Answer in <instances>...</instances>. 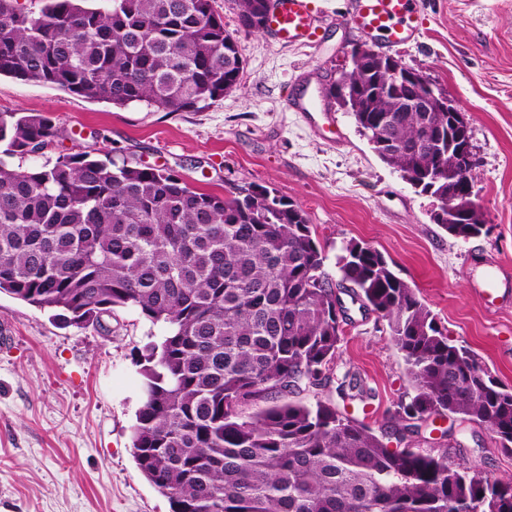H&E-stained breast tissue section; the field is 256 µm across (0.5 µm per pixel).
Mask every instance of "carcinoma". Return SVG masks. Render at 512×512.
<instances>
[{
  "label": "carcinoma",
  "mask_w": 512,
  "mask_h": 512,
  "mask_svg": "<svg viewBox=\"0 0 512 512\" xmlns=\"http://www.w3.org/2000/svg\"><path fill=\"white\" fill-rule=\"evenodd\" d=\"M0 0V76L34 80L116 106L147 102L198 111L239 83L242 59L214 0ZM258 31L270 0H235ZM324 89L366 130L389 111L386 164L439 202L434 222L464 239L480 211L448 223V112L406 102L448 94L426 75L399 81L379 52ZM427 123L442 144L427 148ZM59 131L39 113H0L4 153L30 155ZM279 199V207L266 204ZM339 280L307 213L268 188L219 196L170 168L88 152L15 170L0 165V293L66 323L102 324L132 308L161 324L139 360L144 401L131 427L143 476L171 512H512V481L469 474L445 452L390 448L384 436L326 400L300 398L333 377L345 308L338 290L386 321L413 395L397 421L447 412L512 447V388L450 342L415 290L375 247L349 241Z\"/></svg>",
  "instance_id": "obj_1"
}]
</instances>
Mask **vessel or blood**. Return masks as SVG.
Instances as JSON below:
<instances>
[{
	"label": "vessel or blood",
	"mask_w": 512,
	"mask_h": 512,
	"mask_svg": "<svg viewBox=\"0 0 512 512\" xmlns=\"http://www.w3.org/2000/svg\"><path fill=\"white\" fill-rule=\"evenodd\" d=\"M324 15L314 0H272L266 21L269 36L286 47L315 43ZM350 25L392 49L418 41L420 0H351Z\"/></svg>",
	"instance_id": "vessel-or-blood-1"
}]
</instances>
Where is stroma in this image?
<instances>
[{"label": "stroma", "mask_w": 512, "mask_h": 512, "mask_svg": "<svg viewBox=\"0 0 512 512\" xmlns=\"http://www.w3.org/2000/svg\"><path fill=\"white\" fill-rule=\"evenodd\" d=\"M330 21L316 45L282 47L237 25L234 0H215L243 60L237 89L200 111L116 107L34 81L0 77V112H34L59 129L36 156L0 152L30 169L62 153L110 154L169 167L199 191L224 195L259 184L301 207L337 277L351 240L392 262L449 339L512 388V0H422V35L393 57L426 74L463 107L485 233L448 235L431 218L437 202L383 163L353 118L328 106L323 90L362 42L345 21L350 0H316ZM306 85H299V78ZM305 87L313 114L330 112L341 140L313 132L288 102ZM495 277L493 298L483 294ZM161 326L116 309L104 326H76L0 293V512H171L138 470L131 427L143 402L138 361ZM356 375L372 399L339 402L342 412L385 435L391 447L447 451L471 474L512 478V452L490 431L453 416L419 430L394 428L411 391L405 365L377 314L350 306L334 365Z\"/></svg>", "instance_id": "stroma-1"}]
</instances>
